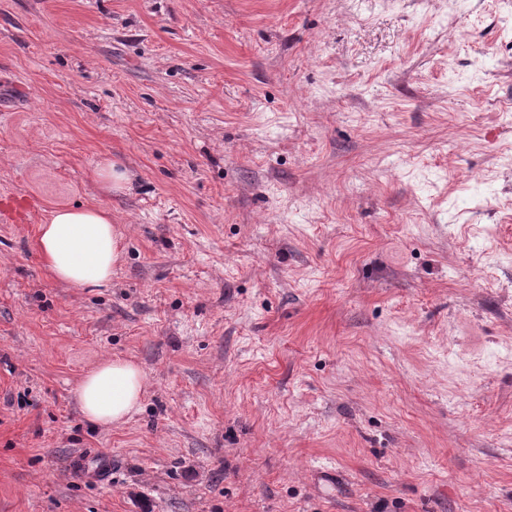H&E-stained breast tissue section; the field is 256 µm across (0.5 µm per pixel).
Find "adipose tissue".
I'll return each instance as SVG.
<instances>
[{"label": "adipose tissue", "instance_id": "adipose-tissue-1", "mask_svg": "<svg viewBox=\"0 0 512 512\" xmlns=\"http://www.w3.org/2000/svg\"><path fill=\"white\" fill-rule=\"evenodd\" d=\"M38 248L50 274L72 288L110 284L124 255L123 235L100 204L53 212L39 227ZM145 393L144 374L133 360L107 357L82 376L75 399L85 420L112 428L138 412Z\"/></svg>", "mask_w": 512, "mask_h": 512}]
</instances>
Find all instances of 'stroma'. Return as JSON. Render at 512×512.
<instances>
[{
  "label": "stroma",
  "instance_id": "1",
  "mask_svg": "<svg viewBox=\"0 0 512 512\" xmlns=\"http://www.w3.org/2000/svg\"><path fill=\"white\" fill-rule=\"evenodd\" d=\"M511 11L0 0V512H512ZM79 203L103 288L39 254ZM97 176L102 184L103 188L107 191L115 189L125 190L131 187V177L126 169H120L112 163V161L106 160L100 166ZM38 248L50 274L72 288L107 286L124 255L112 211L100 204L53 212L39 226ZM146 393L143 371L132 360L107 357L79 380L75 399L85 420L102 428L126 424Z\"/></svg>",
  "mask_w": 512,
  "mask_h": 512
}]
</instances>
